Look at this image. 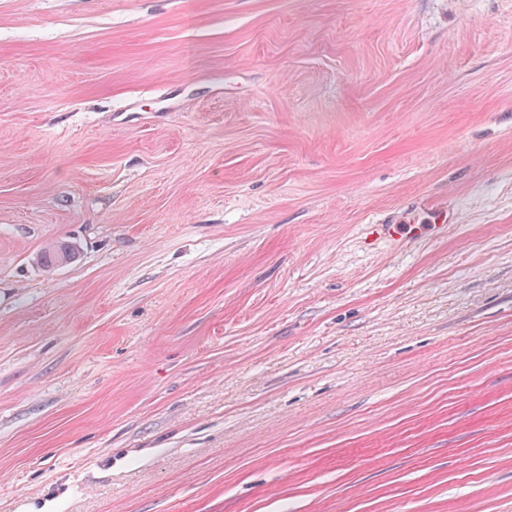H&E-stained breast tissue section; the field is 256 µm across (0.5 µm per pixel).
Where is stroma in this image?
Wrapping results in <instances>:
<instances>
[{"mask_svg": "<svg viewBox=\"0 0 512 512\" xmlns=\"http://www.w3.org/2000/svg\"><path fill=\"white\" fill-rule=\"evenodd\" d=\"M0 512H512V0H0ZM64 256L69 257L70 261L67 263H70L75 259L76 253L70 245L63 242H57L43 249L40 254V261L41 264L48 269L55 268L59 266Z\"/></svg>", "mask_w": 512, "mask_h": 512, "instance_id": "35a3bbf8", "label": "stroma"}]
</instances>
